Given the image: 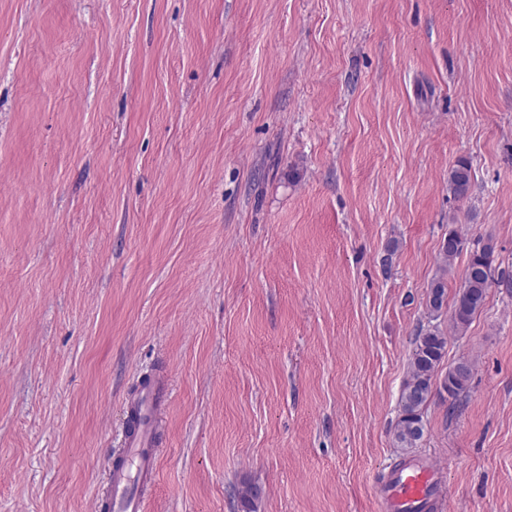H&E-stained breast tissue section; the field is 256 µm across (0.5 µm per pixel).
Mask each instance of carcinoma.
Instances as JSON below:
<instances>
[{
  "mask_svg": "<svg viewBox=\"0 0 512 512\" xmlns=\"http://www.w3.org/2000/svg\"><path fill=\"white\" fill-rule=\"evenodd\" d=\"M471 189V166L460 160L448 174V193L462 199ZM466 246V240L455 230L448 231L441 246V259L450 265ZM509 281L494 265V246L490 243L470 252L462 282L455 295L450 321L458 332L465 331L473 318L483 309L487 293L493 285ZM447 280L433 279L427 293L430 314L439 316L444 306ZM447 337L437 326L421 329L414 338L410 359V373L405 380L400 397V414L394 429V438L400 448H414L424 436V410L434 394L438 370L445 355ZM471 378L470 365L463 361L448 368L441 381V388L456 399L468 392Z\"/></svg>",
  "mask_w": 512,
  "mask_h": 512,
  "instance_id": "1",
  "label": "carcinoma"
}]
</instances>
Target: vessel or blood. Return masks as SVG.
I'll use <instances>...</instances> for the list:
<instances>
[{"mask_svg":"<svg viewBox=\"0 0 512 512\" xmlns=\"http://www.w3.org/2000/svg\"><path fill=\"white\" fill-rule=\"evenodd\" d=\"M169 383H141L124 406L128 418L125 440L117 460L96 494L100 512H144V493L157 476V445ZM443 472L426 458L392 465L378 480L381 512H443L446 503Z\"/></svg>","mask_w":512,"mask_h":512,"instance_id":"1","label":"vessel or blood"}]
</instances>
